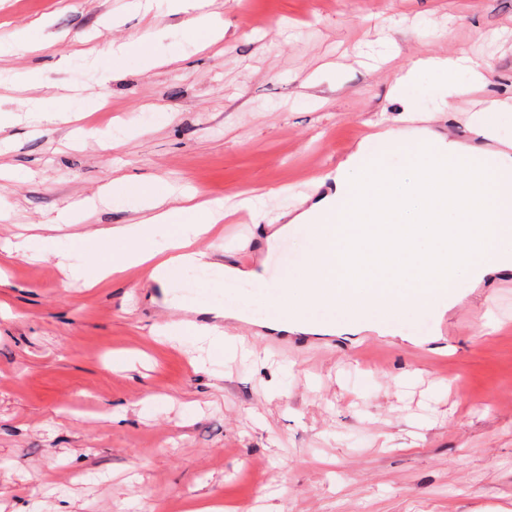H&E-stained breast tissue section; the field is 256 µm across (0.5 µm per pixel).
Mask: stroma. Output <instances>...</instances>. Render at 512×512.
Instances as JSON below:
<instances>
[{"label": "stroma", "instance_id": "35a3bbf8", "mask_svg": "<svg viewBox=\"0 0 512 512\" xmlns=\"http://www.w3.org/2000/svg\"><path fill=\"white\" fill-rule=\"evenodd\" d=\"M125 2L0 0V114L15 118L0 129V512H512V271L449 301L447 335L422 353L340 324L223 354L153 335L193 305L163 303L147 268L87 288L63 251L169 208L141 194L151 183L221 199L225 225L260 197L249 238L213 229L204 266L179 273L204 289L244 248L262 261L267 225L314 203L320 167L377 116L512 151V114L490 141L469 117L512 95V0H206L224 23L207 46L190 14ZM22 28L37 50L16 44ZM145 31L155 65L132 50L100 82L107 41ZM433 53L488 60L486 86L442 108L462 75H425L394 96ZM24 70L37 80L14 81ZM73 86L111 111L35 123L32 106L58 113Z\"/></svg>", "mask_w": 512, "mask_h": 512}]
</instances>
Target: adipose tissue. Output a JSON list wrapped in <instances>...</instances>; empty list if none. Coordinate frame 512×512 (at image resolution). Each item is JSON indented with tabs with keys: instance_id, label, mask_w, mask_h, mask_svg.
<instances>
[{
	"instance_id": "1",
	"label": "adipose tissue",
	"mask_w": 512,
	"mask_h": 512,
	"mask_svg": "<svg viewBox=\"0 0 512 512\" xmlns=\"http://www.w3.org/2000/svg\"><path fill=\"white\" fill-rule=\"evenodd\" d=\"M134 6L145 8L185 9L194 14L191 35L199 41L208 40L216 30L212 17L205 11V0H133ZM487 65L471 57H428L412 61L397 78L394 91L403 93L423 74L464 73L469 83H483ZM221 217L219 207H206L194 200L193 194L182 193L178 205L154 216L149 224H129L113 230L111 241H97L94 251L103 254L102 263L85 261L83 251H76L69 265L71 278L87 284H96L111 278L112 274L133 266H144L150 278L165 284L167 275L180 272L199 264L202 255L196 252V243L206 236L213 222ZM176 224L180 234L159 242H152L154 225Z\"/></svg>"
}]
</instances>
